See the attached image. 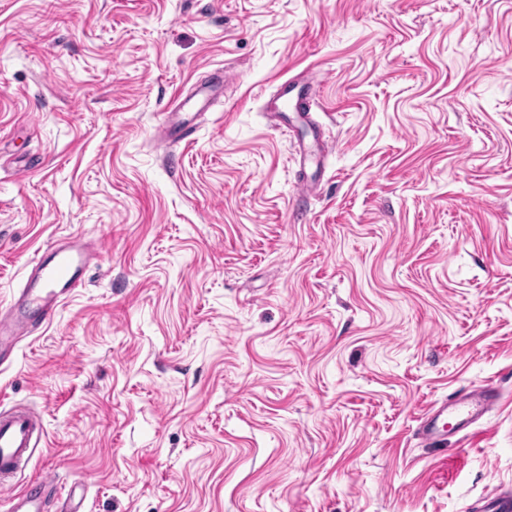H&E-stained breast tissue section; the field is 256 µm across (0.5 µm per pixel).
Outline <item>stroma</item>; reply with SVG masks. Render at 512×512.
<instances>
[{"label":"stroma","instance_id":"obj_1","mask_svg":"<svg viewBox=\"0 0 512 512\" xmlns=\"http://www.w3.org/2000/svg\"><path fill=\"white\" fill-rule=\"evenodd\" d=\"M300 73L321 127L287 133L263 97ZM70 234L100 260L0 365L44 425L20 484L88 478L86 512L512 491V0H0V301ZM486 383L469 435L421 442ZM207 88L206 85L201 86L198 93L182 101L176 111L162 113L160 140L168 149H173L184 142L194 139L193 137L197 131L196 123L192 117L186 116V113L181 111L198 95H203L199 110L206 108L211 100V97L205 94ZM496 388L484 385L466 389L437 403L419 426L420 438L428 444L447 440V434L461 433L484 417L497 404ZM448 423L452 426L448 427Z\"/></svg>","mask_w":512,"mask_h":512}]
</instances>
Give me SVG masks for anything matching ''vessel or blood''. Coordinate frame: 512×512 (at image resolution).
<instances>
[{"instance_id": "b4317fda", "label": "vessel or blood", "mask_w": 512, "mask_h": 512, "mask_svg": "<svg viewBox=\"0 0 512 512\" xmlns=\"http://www.w3.org/2000/svg\"><path fill=\"white\" fill-rule=\"evenodd\" d=\"M319 107L315 79L296 76L280 83L267 103L268 111L280 120L292 117L311 126ZM161 126L160 140L170 149L192 140L197 131L193 118L178 110L164 113ZM100 250L97 238L82 236L50 241L30 259L23 287L0 305V358L9 357L39 327L54 320L63 301L83 287L85 272ZM498 400L496 388L489 385L464 390L434 406L421 421L419 436L428 444L445 442L448 434L469 429ZM42 435L28 411L0 409V512H46L52 499L60 501L61 512H84V498L75 486H60L54 475L13 490L15 477L30 464Z\"/></svg>"}]
</instances>
